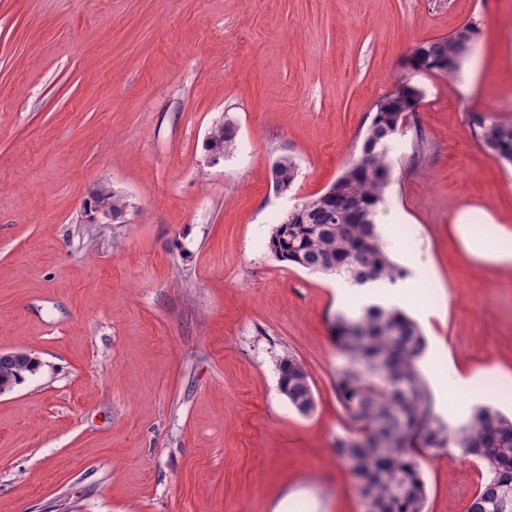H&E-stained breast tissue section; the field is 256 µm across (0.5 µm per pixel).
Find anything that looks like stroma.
Listing matches in <instances>:
<instances>
[{
  "label": "stroma",
  "instance_id": "stroma-1",
  "mask_svg": "<svg viewBox=\"0 0 512 512\" xmlns=\"http://www.w3.org/2000/svg\"><path fill=\"white\" fill-rule=\"evenodd\" d=\"M461 73L409 72L419 43L468 22ZM422 98L390 143L380 217L418 286L439 415L512 414V263L473 258L512 232V167L470 115L512 124V0H0V353L41 367L0 396V512H362L332 448L348 420L339 277L277 260L285 214L358 154L376 101ZM237 148L215 157L210 128ZM292 158L297 177L276 189ZM101 185L128 207L93 219ZM466 377L447 390L433 363ZM292 356L316 409L279 389ZM427 512H467L462 456L422 460ZM208 148L216 154L224 155L236 148V129L230 121L215 124L207 137ZM467 212L462 211L457 217V228L465 241L467 252L471 256L489 257L495 260H512V233L508 235L497 234L494 244L488 248L483 244L475 243L469 235Z\"/></svg>",
  "mask_w": 512,
  "mask_h": 512
}]
</instances>
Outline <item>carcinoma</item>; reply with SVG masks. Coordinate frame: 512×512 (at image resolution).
<instances>
[{
    "label": "carcinoma",
    "instance_id": "1",
    "mask_svg": "<svg viewBox=\"0 0 512 512\" xmlns=\"http://www.w3.org/2000/svg\"><path fill=\"white\" fill-rule=\"evenodd\" d=\"M433 72L448 63L455 77L465 57H454V36L428 41ZM408 82L375 104L359 155L332 184L333 198L317 196L287 217L288 227L275 226L268 247L280 261L312 272H330L352 285L394 284L407 271L386 251L376 216L390 185L389 142L399 133L400 111L420 101ZM479 140L491 155L512 164V125L485 113L471 115ZM208 148L225 154L236 148V129L230 121L211 127ZM296 164L290 158L273 168L277 188L294 181ZM92 201L112 220L121 219L126 198L102 185ZM334 342L345 356L336 374V391L346 411L348 435L336 438L334 456L358 463V495L363 512H426L427 491L422 473L423 451L456 448L481 470V483L468 512H503L502 498L512 496V418L491 406H478L456 426L436 413L418 360L426 339L418 325L395 307L371 304L357 317L336 315ZM26 357L0 358V390L8 392L36 372ZM281 392L302 416L311 415L316 401L303 365L288 356L279 365Z\"/></svg>",
    "mask_w": 512,
    "mask_h": 512
}]
</instances>
